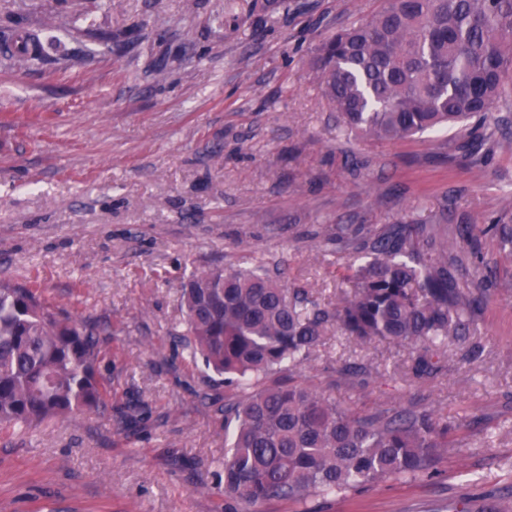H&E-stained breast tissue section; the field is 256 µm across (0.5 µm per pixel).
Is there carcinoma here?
Instances as JSON below:
<instances>
[{
    "instance_id": "cac0c4a2",
    "label": "carcinoma",
    "mask_w": 512,
    "mask_h": 512,
    "mask_svg": "<svg viewBox=\"0 0 512 512\" xmlns=\"http://www.w3.org/2000/svg\"><path fill=\"white\" fill-rule=\"evenodd\" d=\"M57 40L28 34L11 55L35 69ZM312 66L345 127L401 141L486 116L512 89V0H385L368 19L320 44ZM512 250V218L461 224L450 238L434 224H338L325 234L354 262L332 308L288 287L284 271L258 267L192 272L182 288L191 351L236 394L224 400V512L304 505L382 479L438 473L461 419L429 410H341L314 387L268 377L308 362L333 326L361 341L419 345L418 376L439 370L432 348L475 329L489 276L463 282L453 252L477 235ZM100 328L49 309L32 285L0 280V431L106 407L95 373Z\"/></svg>"
}]
</instances>
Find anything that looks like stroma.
Here are the masks:
<instances>
[{
    "label": "stroma",
    "instance_id": "35a3bbf8",
    "mask_svg": "<svg viewBox=\"0 0 512 512\" xmlns=\"http://www.w3.org/2000/svg\"><path fill=\"white\" fill-rule=\"evenodd\" d=\"M384 0H0V30L53 22L59 55H0V279L36 281L55 311L105 327L106 412L0 432V512H224L223 397L177 347L183 280L282 263L335 304L339 224L482 223L512 202V95L482 129L398 142L345 130L315 47ZM165 20L158 34L156 20ZM458 150H449V143ZM467 272L512 282L484 236ZM482 357L450 345L432 379L409 347L331 330L289 378L360 415L392 406L462 418L439 478L388 479L316 512H512V292L476 315Z\"/></svg>",
    "mask_w": 512,
    "mask_h": 512
}]
</instances>
